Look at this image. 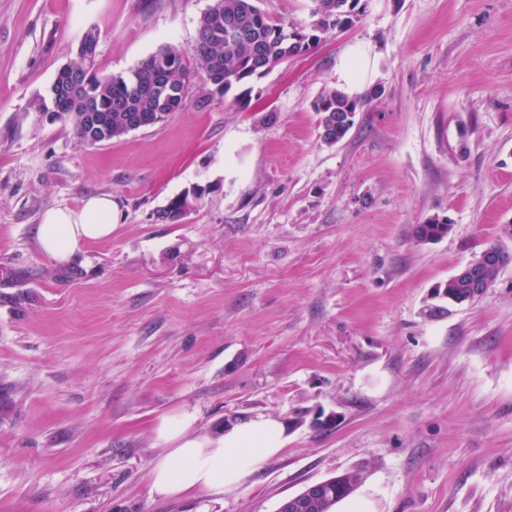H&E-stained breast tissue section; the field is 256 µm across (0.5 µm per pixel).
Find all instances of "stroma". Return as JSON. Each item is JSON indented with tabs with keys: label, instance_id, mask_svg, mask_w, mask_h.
<instances>
[{
	"label": "stroma",
	"instance_id": "obj_1",
	"mask_svg": "<svg viewBox=\"0 0 512 512\" xmlns=\"http://www.w3.org/2000/svg\"><path fill=\"white\" fill-rule=\"evenodd\" d=\"M210 2L0 0V512H277L352 470L335 512H512V263L471 302L435 294L512 253V0H359L224 94L190 53ZM91 26L106 74L185 52L183 107L96 145L39 112ZM333 88L368 101L328 145ZM94 195L111 237L46 254L43 214ZM180 412L286 442L236 489L163 498L154 427ZM198 188H193L192 191L188 190L183 192L180 195L172 198L165 206L164 209H160L156 212L157 216L163 217L161 222L166 223H177L178 222V213L181 212L183 205L189 201L194 203L202 197L204 191L201 189V192H197ZM349 474V472H344L326 480L306 486L299 493L285 499L281 503L282 511L280 512H291L288 511L289 504L292 508H302L307 504L323 500L332 493V487L334 484H336V487L338 488L345 487L347 491L350 490L354 485V481L347 480V476Z\"/></svg>",
	"mask_w": 512,
	"mask_h": 512
}]
</instances>
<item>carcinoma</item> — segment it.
Wrapping results in <instances>:
<instances>
[{
	"mask_svg": "<svg viewBox=\"0 0 512 512\" xmlns=\"http://www.w3.org/2000/svg\"><path fill=\"white\" fill-rule=\"evenodd\" d=\"M315 21L310 31L298 29L271 17L257 6V0H214L202 13L198 37L192 48L203 71V78L216 92L225 93L233 85L260 76L279 63L307 52L320 42L319 33L330 28L351 26L358 0H311ZM98 45L99 31L90 27L83 32L73 57L58 71L49 91L50 102H41L39 110L68 113L63 122L71 125L76 137L89 142L95 120L102 124L103 143L128 129L138 116L147 124L180 109L191 80L184 54L165 46L143 59L126 75L101 74L97 55H87L84 44ZM365 99L332 89L313 103L320 116V137L327 144L342 141L353 127L356 112ZM201 193L188 190L172 198L157 216L166 223L178 222V213L186 202L194 203ZM449 224L438 218L416 226L420 241H436L448 233ZM438 293L456 303L469 300L470 283L448 280Z\"/></svg>",
	"mask_w": 512,
	"mask_h": 512,
	"instance_id": "cac0c4a2",
	"label": "carcinoma"
}]
</instances>
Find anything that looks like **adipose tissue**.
I'll return each mask as SVG.
<instances>
[{
  "label": "adipose tissue",
  "mask_w": 512,
  "mask_h": 512,
  "mask_svg": "<svg viewBox=\"0 0 512 512\" xmlns=\"http://www.w3.org/2000/svg\"><path fill=\"white\" fill-rule=\"evenodd\" d=\"M118 206L108 196L87 198L77 209L47 211L37 228L40 248L60 261L68 260L87 239L112 234ZM194 416L185 412L162 418L154 428L163 454L149 473L151 489L168 498L237 487L265 460L277 455L285 428L274 418L260 416L241 421L223 435H191Z\"/></svg>",
  "instance_id": "ef3b65f1"
}]
</instances>
